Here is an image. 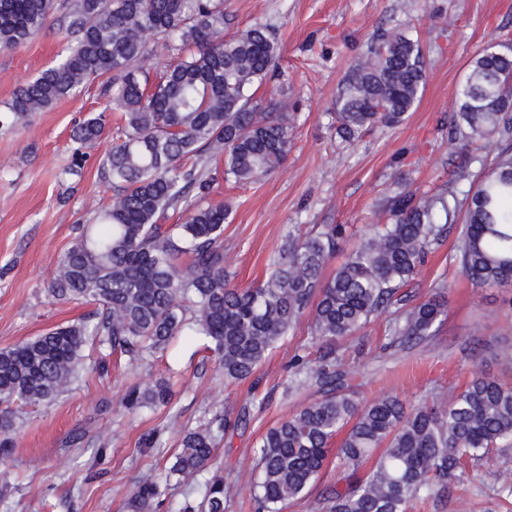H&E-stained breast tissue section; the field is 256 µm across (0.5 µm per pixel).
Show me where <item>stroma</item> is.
<instances>
[{
  "instance_id": "obj_1",
  "label": "stroma",
  "mask_w": 512,
  "mask_h": 512,
  "mask_svg": "<svg viewBox=\"0 0 512 512\" xmlns=\"http://www.w3.org/2000/svg\"><path fill=\"white\" fill-rule=\"evenodd\" d=\"M233 29L269 28L281 53L275 75L254 86V99H286L296 116L288 157L277 171L248 184L217 180L211 203L228 206L224 267L246 289L264 278L287 235L303 236L317 224H344L349 237L323 270L334 275L372 224L381 204L409 189L454 190L453 172L469 165L487 174L501 150L489 139L475 150L449 146L448 119L475 54L492 42L512 40V0H224ZM64 10L26 45L0 50V108L14 90L52 65L62 53ZM404 30L428 64L421 97L394 129L375 127L347 143L336 134V97L356 59L384 33ZM104 104L101 83L38 112L26 123L0 122V348L34 338L90 310L48 291L52 262L71 244L93 211L108 203L111 188L99 164L108 142L87 150L81 176L68 175L75 124ZM464 222L456 210L448 234L433 245L419 273L403 288L410 303L442 293L447 314L435 336L402 350L390 349L394 311H386L353 337L337 341L336 356L361 399L393 393L411 405L432 403L460 390L473 373L512 384V287L477 288L464 276L457 246ZM311 319L303 317L246 382L224 381L203 340L188 336L164 359L129 362L106 346L84 353L105 361L48 405L15 408L17 433L0 457V512H138L132 500L140 476L168 469L182 431L216 412L235 419L249 407L245 428L219 439L208 469L190 482L162 489L159 512L198 507L204 484L223 477L234 489L226 512H256L251 479L256 448L278 421L317 397L302 384L294 355L312 353ZM171 376L168 404L136 413L121 403L128 388ZM159 432L152 448L141 439ZM344 469L329 456L304 498L284 512H325L323 497ZM413 512H506L492 484L451 481L444 495Z\"/></svg>"
}]
</instances>
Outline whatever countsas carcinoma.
<instances>
[{"instance_id": "carcinoma-1", "label": "carcinoma", "mask_w": 512, "mask_h": 512, "mask_svg": "<svg viewBox=\"0 0 512 512\" xmlns=\"http://www.w3.org/2000/svg\"><path fill=\"white\" fill-rule=\"evenodd\" d=\"M65 9L67 51L20 85L6 105L24 123L77 90L104 78L109 108L120 113L122 136L103 156L100 173L112 203L94 210L57 259L49 292L59 300L97 305L88 316L0 349V453L12 445V407L50 403L84 369V349L95 340L131 361L167 348L177 336H201L224 370V381L249 378L300 319L312 313L314 363L295 356L302 383L319 398L267 430L257 446L260 474L252 484L257 512H282L321 473L334 437L348 472L332 489L326 512H408L448 490L466 459L512 447V386L476 374L459 392L432 405L410 406L397 396L359 399L349 373L336 368L331 345L354 335L391 305L417 274L429 248L446 236L438 212L451 215L444 194L403 191L390 197L378 223L336 273L323 267L345 228L323 224L285 238L265 280L240 290L224 271L228 208L207 202L214 155L224 156V178L249 183L280 168L287 156L292 115L271 99L253 101L250 89L276 64L279 47L265 26L224 39L232 19L224 0H0V47L15 49L41 34L57 7ZM163 42L176 62L156 79L144 63ZM427 81L419 45L403 31L384 35L357 60L336 98V131L345 141L376 125L395 128L418 102ZM106 116L86 118L75 130L82 145L106 135ZM489 138L502 142L493 170L482 180L459 166L456 185L466 195L459 245L464 275L479 287L512 285V47L480 51L451 114L453 148ZM186 214L167 223L169 212ZM445 303L429 298L400 311L391 345L405 347L436 333ZM164 379L126 393L131 412L164 405ZM219 412L203 428L183 433L165 473L145 474L135 501L143 508L161 495L162 482L186 480L210 464L215 442L247 423ZM512 499V466L472 473ZM230 487L220 477L206 485V512H225Z\"/></svg>"}]
</instances>
